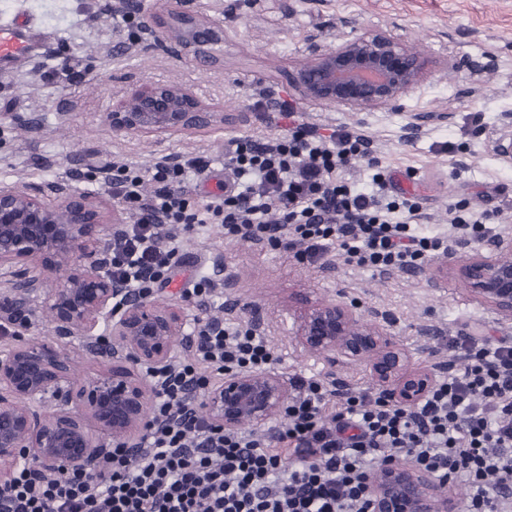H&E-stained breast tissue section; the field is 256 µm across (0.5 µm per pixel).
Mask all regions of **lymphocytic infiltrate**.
Returning a JSON list of instances; mask_svg holds the SVG:
<instances>
[{"mask_svg": "<svg viewBox=\"0 0 512 512\" xmlns=\"http://www.w3.org/2000/svg\"><path fill=\"white\" fill-rule=\"evenodd\" d=\"M287 121L283 136L233 142L231 185L191 204V157L152 174L122 165L106 185L136 218L112 244L109 275L140 293L169 279L181 249L163 224H220L227 238L263 243L316 263L337 253L346 264L411 271L445 238L414 232L415 203L361 191L343 177L352 158L368 157L369 136L344 126L330 134L300 123L285 99L272 107ZM464 362L414 408L382 394L335 393L301 378L282 425L267 436L227 433L185 406L188 391H205L212 373L270 366L266 339L238 323L200 331L192 356L158 373V400L136 458L116 448L96 476L88 471L41 477L20 470L5 512H368L367 478L376 464L408 458L441 485L465 483L467 512H512V339L452 343ZM301 464L285 468L283 451Z\"/></svg>", "mask_w": 512, "mask_h": 512, "instance_id": "lymphocytic-infiltrate-1", "label": "lymphocytic infiltrate"}]
</instances>
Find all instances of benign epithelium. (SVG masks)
I'll return each instance as SVG.
<instances>
[{
    "label": "benign epithelium",
    "mask_w": 512,
    "mask_h": 512,
    "mask_svg": "<svg viewBox=\"0 0 512 512\" xmlns=\"http://www.w3.org/2000/svg\"><path fill=\"white\" fill-rule=\"evenodd\" d=\"M144 48L200 61L214 59L223 26L188 6L158 0L145 22ZM309 55L290 75L301 98L352 112L397 105L420 84L433 61L385 32H363L323 49L309 38ZM445 112H409L400 138L412 141ZM242 116L226 114L182 84L146 83L112 106L115 132L140 136L192 134ZM498 158L512 165V123L496 141ZM123 224L106 197L56 181L39 186L0 183V493L19 469L66 474L102 467L112 449L143 452L146 418L156 389L150 374L168 367L177 349L192 350L197 336L174 303L147 299L105 275L112 243ZM453 267L441 258L423 269L438 287L448 276L473 297L512 320V238L497 236L478 247L459 243ZM56 287H48L50 280ZM49 315L54 336L31 332ZM105 332H100L101 327ZM297 341L330 365L361 364L393 404L411 408L434 387L443 366H416L385 319L364 318L339 298L316 303L299 317ZM112 368L90 385L75 377L79 361ZM293 382L275 369L231 372L200 401L206 421L226 432L274 424L292 399ZM370 512H456L430 474L408 459L386 462L368 478Z\"/></svg>",
    "instance_id": "1"
}]
</instances>
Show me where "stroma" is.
<instances>
[{
	"label": "stroma",
	"instance_id": "obj_1",
	"mask_svg": "<svg viewBox=\"0 0 512 512\" xmlns=\"http://www.w3.org/2000/svg\"><path fill=\"white\" fill-rule=\"evenodd\" d=\"M120 2L0 0V22L22 15L47 37L40 49L0 70V182L38 185L104 162L148 169L167 158L201 156L209 167L188 184L199 202L217 194L216 179H228L230 140L282 135V125L256 107L274 97L294 102L301 120L322 132L347 126L368 134L373 159L352 161L346 180L368 189L379 169L406 182L419 206L420 231L462 239L448 212L457 204L493 212L497 234L512 235V166L494 149L503 116L512 114V0H192L196 10L230 28L215 49L217 62L206 66L160 50L121 51L112 23ZM368 30L398 36L435 63L401 110L351 112L298 97L288 76L304 61L309 35L329 48L337 38ZM146 82L189 86L203 101L245 113L246 120L187 136L113 132L106 121L113 103L130 85ZM409 112L451 118L404 143L398 131ZM181 240L175 277L160 298L183 306L193 321L244 323L246 305L260 306L275 368L291 379L333 374L350 390L372 388L364 366L332 371L294 344L299 312L338 296L358 303L363 314H387L417 364L454 360L448 342L455 336L512 338V322L472 301L452 280L435 288L422 273L360 268L333 253L309 264L290 252L225 239L219 224L182 232ZM218 260L237 285L200 303L190 293L192 275L212 271Z\"/></svg>",
	"mask_w": 512,
	"mask_h": 512
}]
</instances>
